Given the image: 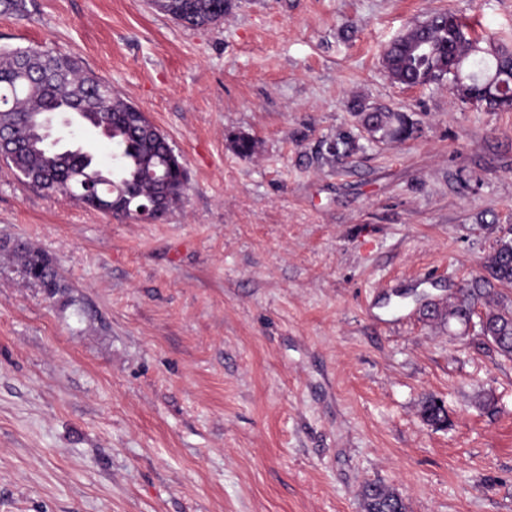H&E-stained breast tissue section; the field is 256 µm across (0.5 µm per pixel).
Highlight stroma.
I'll return each instance as SVG.
<instances>
[{"mask_svg": "<svg viewBox=\"0 0 512 512\" xmlns=\"http://www.w3.org/2000/svg\"><path fill=\"white\" fill-rule=\"evenodd\" d=\"M26 3L0 48L80 58L188 188L162 220H118L0 160V241L63 286L0 253V512H362L370 481L408 512H512V360L419 311L512 227V112L382 64L437 10L512 33V0H234L207 28L147 0ZM356 102L413 136L369 139ZM341 133L359 147L337 159ZM26 247L23 241H15L12 246L13 249L22 250L13 252L20 257L24 273L31 272L35 277L42 279L46 287L55 288L56 292L63 288L53 270L51 259L38 250L25 249Z\"/></svg>", "mask_w": 512, "mask_h": 512, "instance_id": "stroma-1", "label": "stroma"}]
</instances>
